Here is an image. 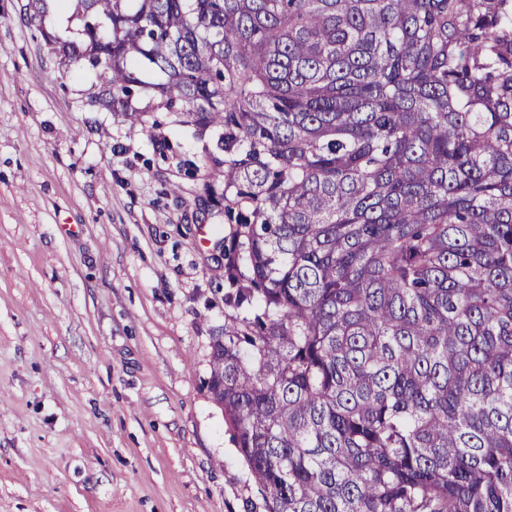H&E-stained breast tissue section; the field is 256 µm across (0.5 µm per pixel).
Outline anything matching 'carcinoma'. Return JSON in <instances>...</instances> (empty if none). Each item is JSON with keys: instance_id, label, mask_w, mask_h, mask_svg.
Segmentation results:
<instances>
[{"instance_id": "carcinoma-1", "label": "carcinoma", "mask_w": 512, "mask_h": 512, "mask_svg": "<svg viewBox=\"0 0 512 512\" xmlns=\"http://www.w3.org/2000/svg\"><path fill=\"white\" fill-rule=\"evenodd\" d=\"M130 120L222 128L212 398L269 512H512V0H56Z\"/></svg>"}]
</instances>
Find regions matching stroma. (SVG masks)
<instances>
[{
	"mask_svg": "<svg viewBox=\"0 0 512 512\" xmlns=\"http://www.w3.org/2000/svg\"><path fill=\"white\" fill-rule=\"evenodd\" d=\"M26 0H0V512H267L210 397L224 209L218 128L91 101Z\"/></svg>",
	"mask_w": 512,
	"mask_h": 512,
	"instance_id": "obj_1",
	"label": "stroma"
}]
</instances>
